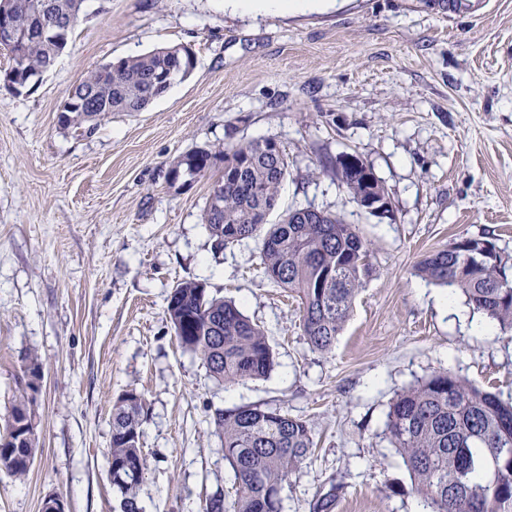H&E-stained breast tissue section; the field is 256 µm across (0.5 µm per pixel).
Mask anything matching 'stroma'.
I'll return each mask as SVG.
<instances>
[{
    "label": "stroma",
    "mask_w": 512,
    "mask_h": 512,
    "mask_svg": "<svg viewBox=\"0 0 512 512\" xmlns=\"http://www.w3.org/2000/svg\"><path fill=\"white\" fill-rule=\"evenodd\" d=\"M184 45L196 67L140 112L90 135L59 122L85 73ZM272 138L289 174L269 223L297 208L339 215L371 243L366 278L331 352L311 350L301 306L262 273V241L217 247L204 209L223 174L169 184L185 154ZM358 155L385 186L388 217L360 208L322 163ZM512 262V0H300L234 12L224 0H87L66 51L37 85H0V423L28 354L44 363L39 451L26 476L0 469V512H117L111 411L133 390L148 467L145 512H203L234 495L215 408L261 405L308 420L313 455L283 512H421L385 432L396 395L449 371L512 398V334H477L481 312L414 273L462 237ZM206 282L266 331L267 377L224 386L184 352L166 313L177 283Z\"/></svg>",
    "instance_id": "35a3bbf8"
}]
</instances>
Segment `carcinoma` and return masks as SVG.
Listing matches in <instances>:
<instances>
[{"label": "carcinoma", "mask_w": 512, "mask_h": 512, "mask_svg": "<svg viewBox=\"0 0 512 512\" xmlns=\"http://www.w3.org/2000/svg\"><path fill=\"white\" fill-rule=\"evenodd\" d=\"M86 0H0V13L27 37L14 45L0 42L14 66L3 86L13 92L33 86L66 49ZM196 66L191 49L163 46L122 58L86 73L69 94L60 122L86 133L114 112H138L162 96ZM270 139L232 146L217 144L184 155L186 176H204L217 163L224 175L214 187L223 191L220 209L206 207L205 229L226 247L262 238L261 265L269 281L298 296L302 330L310 348L328 353L353 310L370 274V243L341 217L320 211L287 212L278 224L267 223L289 173L288 155L269 148ZM352 198L376 191L388 197L366 163L336 157L327 168ZM496 245L484 237H461L424 256L417 275L461 290L467 304L512 333V277ZM167 315L181 347L198 356L211 379L224 385L258 379L274 367L265 330L238 307L210 293L197 280L174 287ZM37 355L25 358L23 377L0 434V468L21 478L39 447L33 405V381L43 377ZM148 416L144 398L131 390L112 406L108 465L122 475L116 486L119 512H143L139 485L147 469L140 446ZM211 424L224 440V459L235 483V497L211 496L205 512H283L281 491L288 476L311 455L314 431L301 418L259 405L217 408ZM386 431L408 469L415 494L429 512H512V401L482 391L450 373L431 375L399 393L389 406ZM499 466L497 479L487 468Z\"/></svg>", "instance_id": "1"}]
</instances>
